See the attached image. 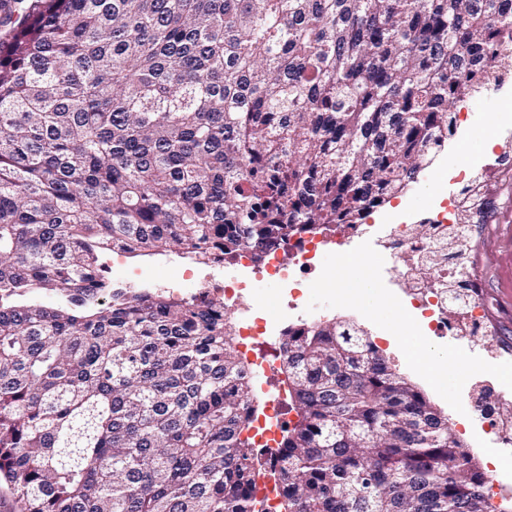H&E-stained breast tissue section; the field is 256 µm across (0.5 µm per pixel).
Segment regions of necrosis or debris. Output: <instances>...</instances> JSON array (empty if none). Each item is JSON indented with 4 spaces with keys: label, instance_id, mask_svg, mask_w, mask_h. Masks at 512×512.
Segmentation results:
<instances>
[{
    "label": "necrosis or debris",
    "instance_id": "4bbe7bcc",
    "mask_svg": "<svg viewBox=\"0 0 512 512\" xmlns=\"http://www.w3.org/2000/svg\"><path fill=\"white\" fill-rule=\"evenodd\" d=\"M462 205L459 194L444 198L433 218L420 224H353L332 227L288 239L265 253L261 261L250 256L210 263L207 269L177 265L173 276L182 281L178 299L185 301L218 300L225 313L233 317L231 345L235 352L248 353L255 342H263L272 351L261 359V369H268L272 359H283V331L304 325L300 312L303 296L335 284L324 256L336 261L347 257L346 245L356 239L372 243L383 252L393 273L392 283L401 288L412 308L421 316L428 332L450 335L489 348L494 334L484 320V304L479 296L455 303L448 294L449 282L469 271L471 232L457 222ZM436 268L434 278H426L427 268ZM271 282L295 291L296 296L284 305L270 308L268 301L257 296V283Z\"/></svg>",
    "mask_w": 512,
    "mask_h": 512
}]
</instances>
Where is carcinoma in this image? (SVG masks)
Returning a JSON list of instances; mask_svg holds the SVG:
<instances>
[{"label": "carcinoma", "instance_id": "obj_1", "mask_svg": "<svg viewBox=\"0 0 512 512\" xmlns=\"http://www.w3.org/2000/svg\"><path fill=\"white\" fill-rule=\"evenodd\" d=\"M0 24V481L15 512H255L224 309L99 256L256 261L418 182L512 0H14ZM495 198L512 197V166ZM480 190L460 223L484 211ZM41 291L68 304H12ZM284 512H492L448 417L352 321L282 336Z\"/></svg>", "mask_w": 512, "mask_h": 512}]
</instances>
